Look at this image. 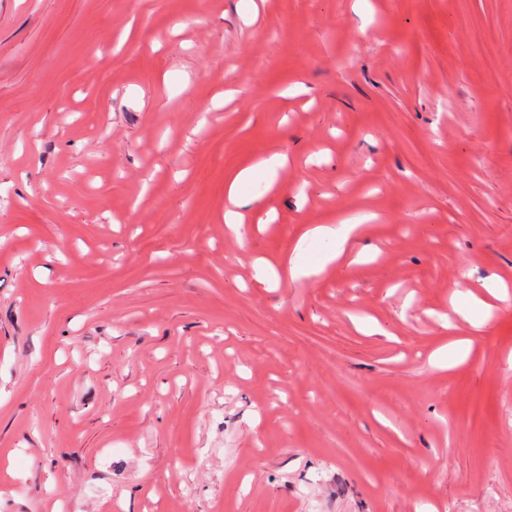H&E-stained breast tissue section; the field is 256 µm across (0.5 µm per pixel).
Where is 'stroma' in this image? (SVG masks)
I'll use <instances>...</instances> for the list:
<instances>
[{"mask_svg":"<svg viewBox=\"0 0 512 512\" xmlns=\"http://www.w3.org/2000/svg\"><path fill=\"white\" fill-rule=\"evenodd\" d=\"M240 4L0 0V512H512V0ZM286 163V156L275 153L268 158L241 167L225 182L224 188V224L234 231L239 241L243 237L241 214L237 209L251 206L255 198L242 192L246 184L263 180L271 187L276 180L277 171ZM361 224L342 222L341 224H312L295 245L288 258L287 271L292 280L300 279L314 272L323 271L327 266L341 261L346 246L357 234ZM308 240L329 241L333 244L330 250L321 253L312 263L299 262L298 258L304 251ZM492 305L475 296L470 297L465 303H454L453 310L460 319L472 327H482L490 312ZM481 316L478 317L477 313ZM470 349V340L466 337L455 340L451 347H445L441 352L432 356L431 363L437 368H448L451 363L463 360Z\"/></svg>","mask_w":512,"mask_h":512,"instance_id":"stroma-1","label":"stroma"}]
</instances>
